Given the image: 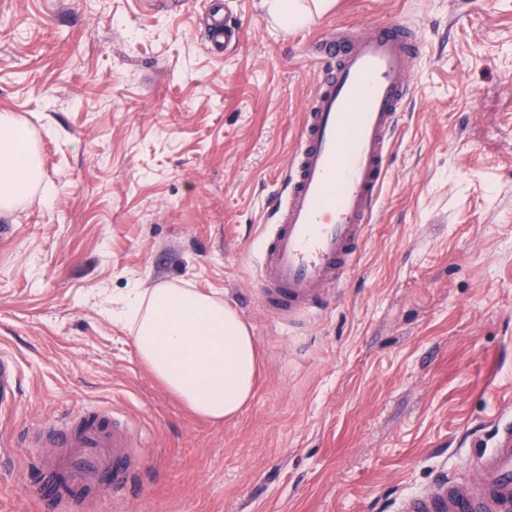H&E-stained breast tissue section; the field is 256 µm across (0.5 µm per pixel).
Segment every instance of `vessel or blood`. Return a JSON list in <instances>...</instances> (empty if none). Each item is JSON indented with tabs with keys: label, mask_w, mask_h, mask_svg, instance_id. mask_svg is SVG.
Listing matches in <instances>:
<instances>
[{
	"label": "vessel or blood",
	"mask_w": 512,
	"mask_h": 512,
	"mask_svg": "<svg viewBox=\"0 0 512 512\" xmlns=\"http://www.w3.org/2000/svg\"><path fill=\"white\" fill-rule=\"evenodd\" d=\"M214 49L241 35L213 10ZM319 69L296 149L274 196L272 221L260 233L256 297L289 324L325 311L358 264L367 228L381 202L388 156L412 94L410 70L425 51L412 29L344 25L319 37ZM20 395L15 359L0 353V417ZM42 448L38 480L27 494L38 512H84L92 502H120L134 492L141 462L126 422L91 406L31 430ZM468 476H436L399 496L395 512H512V416L492 425L491 444L468 461Z\"/></svg>",
	"instance_id": "obj_1"
}]
</instances>
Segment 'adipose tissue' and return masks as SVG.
<instances>
[{"label":"adipose tissue","instance_id":"1","mask_svg":"<svg viewBox=\"0 0 512 512\" xmlns=\"http://www.w3.org/2000/svg\"><path fill=\"white\" fill-rule=\"evenodd\" d=\"M38 138L12 113H0V212L23 206L39 188ZM113 316L128 324L141 362L196 414L230 420L249 402L256 341L223 299L160 283L130 289Z\"/></svg>","mask_w":512,"mask_h":512}]
</instances>
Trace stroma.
<instances>
[{
    "instance_id": "obj_1",
    "label": "stroma",
    "mask_w": 512,
    "mask_h": 512,
    "mask_svg": "<svg viewBox=\"0 0 512 512\" xmlns=\"http://www.w3.org/2000/svg\"><path fill=\"white\" fill-rule=\"evenodd\" d=\"M0 0V113L40 132L49 202L0 215V350L21 370L8 433L89 404L141 436L140 492L93 512H392L489 446L512 406V0H337L285 29L224 0ZM413 28L424 54L357 270L286 326L254 297L260 224L317 74L349 23ZM170 282L249 324L254 395L221 423L142 365L108 311ZM37 449L0 455V512H34ZM209 40L215 50H226L230 45L238 46L241 41L239 29L224 22V14L219 5L211 13L208 23Z\"/></svg>"
}]
</instances>
